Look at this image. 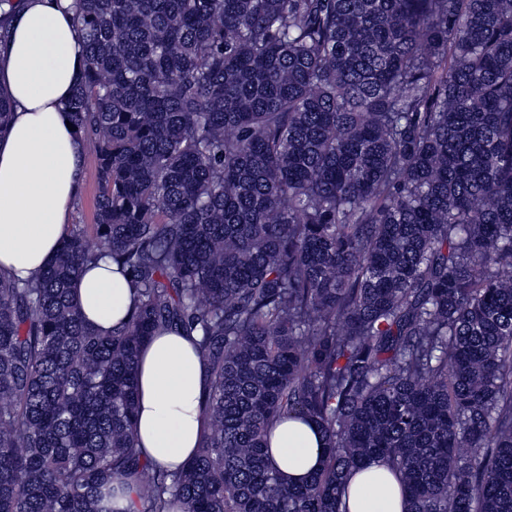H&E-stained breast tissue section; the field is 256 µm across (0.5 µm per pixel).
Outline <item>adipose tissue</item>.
<instances>
[{"label":"adipose tissue","instance_id":"obj_1","mask_svg":"<svg viewBox=\"0 0 512 512\" xmlns=\"http://www.w3.org/2000/svg\"><path fill=\"white\" fill-rule=\"evenodd\" d=\"M71 0H16L11 38L0 47V88L14 101L0 136V273L39 275L56 255L82 178V143L68 129L65 104L84 69ZM85 321L106 332L135 303L128 279L102 259L84 266L71 289ZM136 446L154 467L179 471L204 432L202 401L209 377L198 338L156 329L141 345L137 369ZM325 440L312 421L277 422L267 460L289 483L319 471ZM346 512H406L408 502L384 463L352 472Z\"/></svg>","mask_w":512,"mask_h":512}]
</instances>
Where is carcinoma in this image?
<instances>
[{"label":"carcinoma","instance_id":"cac0c4a2","mask_svg":"<svg viewBox=\"0 0 512 512\" xmlns=\"http://www.w3.org/2000/svg\"><path fill=\"white\" fill-rule=\"evenodd\" d=\"M66 111L95 224L0 275V512H341L381 459L409 512H512V0H72ZM107 256L127 321L69 289ZM200 336L210 390L177 473L135 444L137 355ZM304 416L293 487L268 426ZM325 440L311 420L277 422L269 441V465L289 483H302L322 468Z\"/></svg>","mask_w":512,"mask_h":512}]
</instances>
